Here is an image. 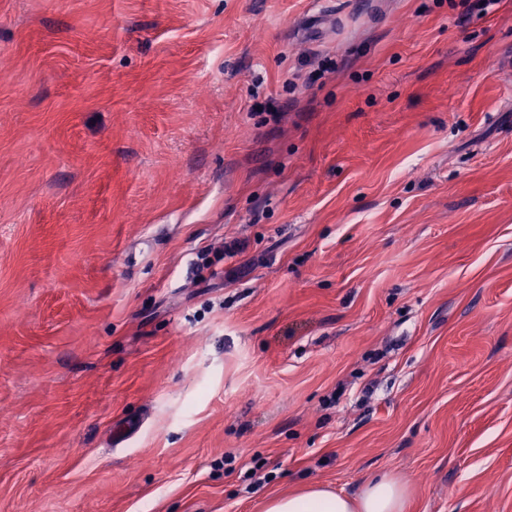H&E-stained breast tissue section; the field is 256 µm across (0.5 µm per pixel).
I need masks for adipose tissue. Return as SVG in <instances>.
Here are the masks:
<instances>
[{
	"label": "adipose tissue",
	"mask_w": 512,
	"mask_h": 512,
	"mask_svg": "<svg viewBox=\"0 0 512 512\" xmlns=\"http://www.w3.org/2000/svg\"><path fill=\"white\" fill-rule=\"evenodd\" d=\"M407 496L398 479L384 475L369 481L354 497L316 485L273 494L264 499L261 512H405Z\"/></svg>",
	"instance_id": "adipose-tissue-1"
}]
</instances>
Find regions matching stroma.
Masks as SVG:
<instances>
[{
    "label": "stroma",
    "instance_id": "obj_1",
    "mask_svg": "<svg viewBox=\"0 0 512 512\" xmlns=\"http://www.w3.org/2000/svg\"><path fill=\"white\" fill-rule=\"evenodd\" d=\"M381 474L512 512V0H0V512Z\"/></svg>",
    "mask_w": 512,
    "mask_h": 512
}]
</instances>
